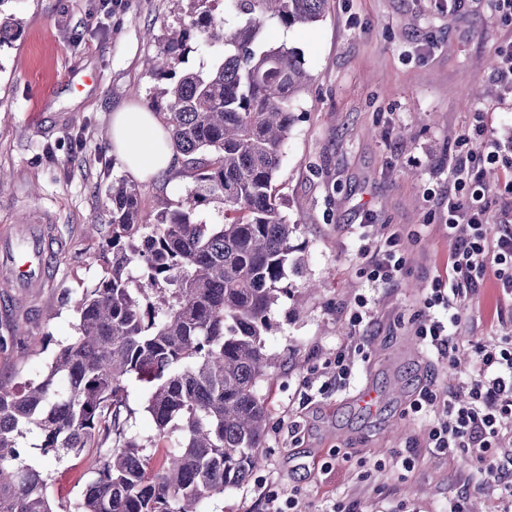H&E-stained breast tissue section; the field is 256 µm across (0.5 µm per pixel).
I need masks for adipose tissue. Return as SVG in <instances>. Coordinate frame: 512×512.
I'll list each match as a JSON object with an SVG mask.
<instances>
[{
  "instance_id": "obj_1",
  "label": "adipose tissue",
  "mask_w": 512,
  "mask_h": 512,
  "mask_svg": "<svg viewBox=\"0 0 512 512\" xmlns=\"http://www.w3.org/2000/svg\"><path fill=\"white\" fill-rule=\"evenodd\" d=\"M110 143L113 156L137 181L159 177L181 166L164 126L154 113L135 103L113 112Z\"/></svg>"
}]
</instances>
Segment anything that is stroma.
Segmentation results:
<instances>
[{
    "label": "stroma",
    "instance_id": "1",
    "mask_svg": "<svg viewBox=\"0 0 512 512\" xmlns=\"http://www.w3.org/2000/svg\"><path fill=\"white\" fill-rule=\"evenodd\" d=\"M18 36L0 47V231L46 224L58 245L50 282L20 297L30 330L27 358L0 351V383L20 388L42 374L51 349L44 337L75 336L67 295L94 286L111 267L105 195L124 170L111 154L110 117L122 104L148 105L158 86L145 69L160 40L178 28L169 0H10ZM155 41H147L145 29ZM512 41V18L492 0H330L316 23L271 22L269 47L292 49L311 75L295 97L296 122L275 186L281 209L298 223L293 241L301 271H288L287 297L265 336L279 357L275 377L259 382L269 419L263 464L241 487L209 500L208 512H265L267 494L290 512H448L463 495L479 512H500L493 487L478 489L484 467L429 446L430 422L413 416L421 389H453L472 369L437 362L415 334L422 303L444 277L451 244L443 228L451 161L476 115L489 134L512 141V94L493 84L495 50ZM493 93L474 95L477 83ZM193 181L186 170L138 186L155 218L176 207ZM402 233L401 280L369 279L363 245ZM320 292L296 303L306 282ZM370 316L350 317L359 299ZM512 325V303L485 283L469 302L458 341L489 338ZM344 355L347 384L336 379ZM375 396L365 404L364 393ZM40 464L55 506H74L93 479L86 458Z\"/></svg>",
    "mask_w": 512,
    "mask_h": 512
}]
</instances>
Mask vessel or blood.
Instances as JSON below:
<instances>
[{"mask_svg":"<svg viewBox=\"0 0 512 512\" xmlns=\"http://www.w3.org/2000/svg\"><path fill=\"white\" fill-rule=\"evenodd\" d=\"M55 255L42 225L24 224L0 235V314L13 313L16 296L44 288Z\"/></svg>","mask_w":512,"mask_h":512,"instance_id":"1","label":"vessel or blood"}]
</instances>
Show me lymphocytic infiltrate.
<instances>
[{"instance_id": "lymphocytic-infiltrate-1", "label": "lymphocytic infiltrate", "mask_w": 512, "mask_h": 512, "mask_svg": "<svg viewBox=\"0 0 512 512\" xmlns=\"http://www.w3.org/2000/svg\"><path fill=\"white\" fill-rule=\"evenodd\" d=\"M463 150L450 168L451 187L445 198L448 216L445 230L452 247L448 253V277L436 279L424 301L426 314L416 329L417 336L436 360H453L459 349L458 330L470 293L493 278L503 298L512 299V178L500 187L507 203L502 221L490 227L488 187L482 174L498 166L512 174V149L475 124L462 135ZM400 232H391L383 247H363L369 255L372 282L391 284L400 279L406 259L400 247ZM472 374L462 380L460 394H443L425 388L411 409L419 415L438 412L429 433L433 447L462 452L486 464L495 473L501 461H512V448L504 447L501 420L512 416V336L472 342Z\"/></svg>"}]
</instances>
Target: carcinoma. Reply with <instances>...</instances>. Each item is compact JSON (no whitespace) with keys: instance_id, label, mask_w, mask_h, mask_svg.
I'll return each instance as SVG.
<instances>
[{"instance_id":"1","label":"carcinoma","mask_w":512,"mask_h":512,"mask_svg":"<svg viewBox=\"0 0 512 512\" xmlns=\"http://www.w3.org/2000/svg\"><path fill=\"white\" fill-rule=\"evenodd\" d=\"M0 0V46L18 33ZM183 24L148 60L163 82L152 106L194 179L174 209L149 223L136 186L112 179V266L75 302L77 334L57 344L47 371L19 390L0 384V512H56L34 453L95 455V478L77 512H206L262 463L268 411L256 385L278 359L264 336L298 264L275 180L296 121L292 99L310 76L294 52L263 49L276 20L317 22L329 0H191ZM208 53L210 66L174 61ZM217 201L222 219L199 208ZM145 384L156 433H129L131 378ZM179 431L177 440L172 432ZM37 435L32 446L27 434ZM148 448H166L155 469Z\"/></svg>"}]
</instances>
